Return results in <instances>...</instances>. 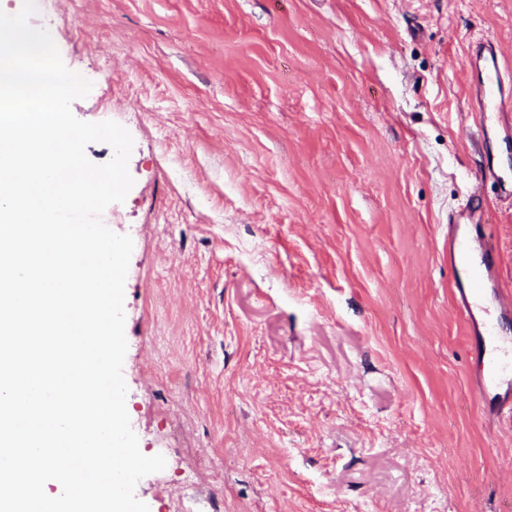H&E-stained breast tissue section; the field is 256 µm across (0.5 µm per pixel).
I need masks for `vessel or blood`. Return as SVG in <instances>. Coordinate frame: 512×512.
<instances>
[{
  "mask_svg": "<svg viewBox=\"0 0 512 512\" xmlns=\"http://www.w3.org/2000/svg\"><path fill=\"white\" fill-rule=\"evenodd\" d=\"M505 56L504 49L492 39L474 42L467 55L468 97L474 111L499 116L503 131L512 133V85H504L501 74ZM485 223L484 208L470 200L457 210L448 225L449 268L457 269L465 258L474 254L482 260L469 285H459L454 290V309L469 322L475 319L480 285L497 275L496 253L484 233ZM475 354L484 368L474 378L484 414L496 418L504 411L512 412V373L508 372L494 343L491 326H484L482 334L477 336Z\"/></svg>",
  "mask_w": 512,
  "mask_h": 512,
  "instance_id": "1",
  "label": "vessel or blood"
}]
</instances>
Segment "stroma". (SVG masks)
<instances>
[{"mask_svg": "<svg viewBox=\"0 0 512 512\" xmlns=\"http://www.w3.org/2000/svg\"><path fill=\"white\" fill-rule=\"evenodd\" d=\"M71 109L131 134L123 377L170 512H512L453 311L448 216L473 194L512 288V203L479 183L466 53L512 57V0H36Z\"/></svg>", "mask_w": 512, "mask_h": 512, "instance_id": "stroma-1", "label": "stroma"}]
</instances>
